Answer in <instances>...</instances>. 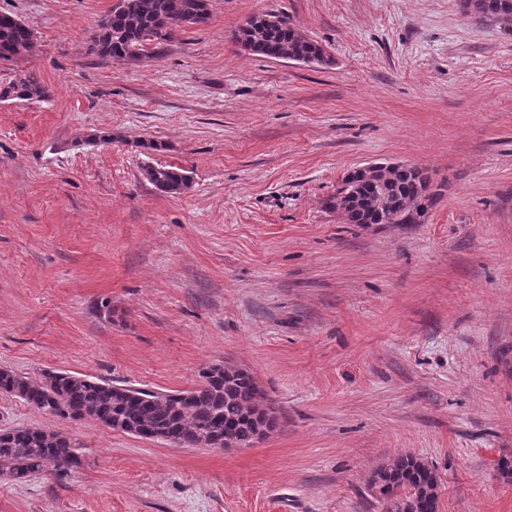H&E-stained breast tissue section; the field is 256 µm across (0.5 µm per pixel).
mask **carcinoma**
I'll return each mask as SVG.
<instances>
[{
  "label": "carcinoma",
  "instance_id": "1",
  "mask_svg": "<svg viewBox=\"0 0 512 512\" xmlns=\"http://www.w3.org/2000/svg\"><path fill=\"white\" fill-rule=\"evenodd\" d=\"M470 18L492 20L512 28V0H460ZM209 17V0H118L103 19L93 46L116 60L135 59L172 39L185 26ZM238 43L273 59L325 64L330 56L308 39L288 17L277 13L251 16L239 28ZM32 30L0 12V62L34 51ZM47 90L27 74L0 89L3 100H42ZM146 179L158 190L178 194L189 187L179 167L147 164ZM425 191L417 171L383 169L367 180L349 172L326 205L345 224H398ZM0 392L53 416L91 419L108 428L122 421L151 439L181 447L227 439L249 446L258 438L265 411L252 375L238 367L214 364L192 389L161 393L119 386L66 372H44L37 378L0 367ZM79 448L67 436L42 429L0 432V477L16 483L48 470L65 472L79 464ZM385 504L384 512H437L440 483L436 472L411 454L378 469L370 482Z\"/></svg>",
  "mask_w": 512,
  "mask_h": 512
}]
</instances>
